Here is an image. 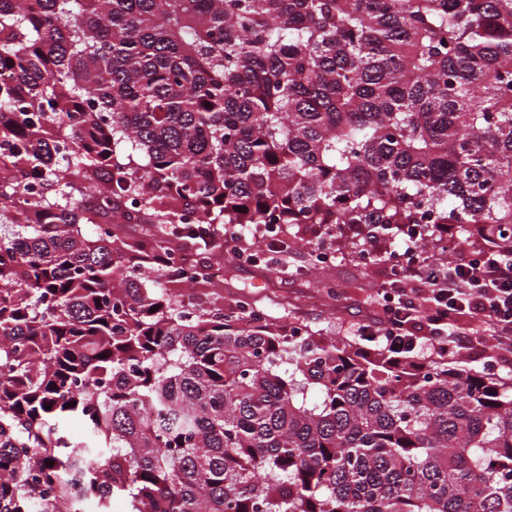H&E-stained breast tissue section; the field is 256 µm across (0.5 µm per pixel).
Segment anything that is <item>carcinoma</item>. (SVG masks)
I'll return each instance as SVG.
<instances>
[{"label":"carcinoma","mask_w":512,"mask_h":512,"mask_svg":"<svg viewBox=\"0 0 512 512\" xmlns=\"http://www.w3.org/2000/svg\"><path fill=\"white\" fill-rule=\"evenodd\" d=\"M0 144V512H512V379L226 312L208 236L512 249V0H0Z\"/></svg>","instance_id":"1"}]
</instances>
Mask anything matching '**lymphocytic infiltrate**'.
I'll return each mask as SVG.
<instances>
[{"label": "lymphocytic infiltrate", "mask_w": 512, "mask_h": 512, "mask_svg": "<svg viewBox=\"0 0 512 512\" xmlns=\"http://www.w3.org/2000/svg\"><path fill=\"white\" fill-rule=\"evenodd\" d=\"M392 280L376 302L378 322L363 327L366 341L382 340L395 357L421 343L452 358H465L492 337L512 350V252L495 245L454 251L448 263H429L423 251L392 255ZM468 315L475 328L459 326Z\"/></svg>", "instance_id": "1"}]
</instances>
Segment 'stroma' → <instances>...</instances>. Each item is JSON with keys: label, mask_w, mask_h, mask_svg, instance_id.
<instances>
[{"label": "stroma", "mask_w": 512, "mask_h": 512, "mask_svg": "<svg viewBox=\"0 0 512 512\" xmlns=\"http://www.w3.org/2000/svg\"><path fill=\"white\" fill-rule=\"evenodd\" d=\"M245 237L261 252V261L242 263L225 253V306L247 300L284 322L336 338L357 337L360 328L377 321L376 290L391 276L393 243H378V256L365 263L357 256L358 234L345 232L335 241L339 258L320 267L310 259L315 239L309 228L282 224L270 232L256 227Z\"/></svg>", "instance_id": "35a3bbf8"}]
</instances>
